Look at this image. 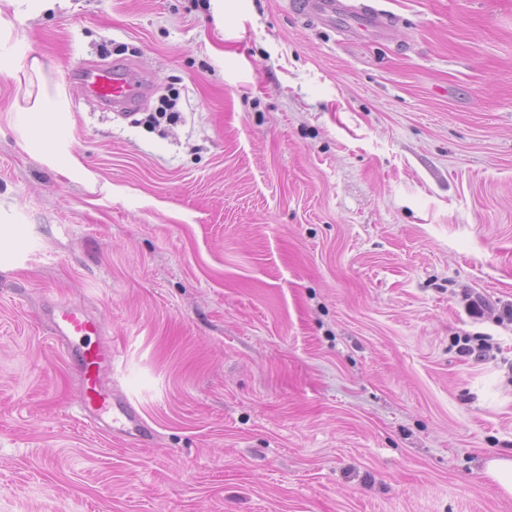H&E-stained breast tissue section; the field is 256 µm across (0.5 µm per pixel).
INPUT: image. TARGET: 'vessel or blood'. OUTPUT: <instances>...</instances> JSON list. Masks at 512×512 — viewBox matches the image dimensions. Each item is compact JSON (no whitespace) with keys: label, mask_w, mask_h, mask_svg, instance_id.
<instances>
[{"label":"vessel or blood","mask_w":512,"mask_h":512,"mask_svg":"<svg viewBox=\"0 0 512 512\" xmlns=\"http://www.w3.org/2000/svg\"><path fill=\"white\" fill-rule=\"evenodd\" d=\"M290 9L305 23L326 28L343 23L356 32L373 36L388 29L392 19L386 11L354 0H291ZM76 74L89 99L107 111L120 112L136 108L145 98L150 78L128 66L82 63ZM52 337L66 358L77 363V402L84 416L102 424L114 438L131 445L146 441L151 429L138 405L117 400L104 380L112 364V350L94 343L101 330L99 318L86 308L70 301L48 300L41 310Z\"/></svg>","instance_id":"vessel-or-blood-1"}]
</instances>
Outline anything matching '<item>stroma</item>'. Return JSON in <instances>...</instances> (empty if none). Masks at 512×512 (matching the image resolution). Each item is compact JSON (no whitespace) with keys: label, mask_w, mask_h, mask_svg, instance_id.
Returning <instances> with one entry per match:
<instances>
[{"label":"stroma","mask_w":512,"mask_h":512,"mask_svg":"<svg viewBox=\"0 0 512 512\" xmlns=\"http://www.w3.org/2000/svg\"><path fill=\"white\" fill-rule=\"evenodd\" d=\"M374 3L381 40L287 0H0V512H512V0ZM83 61L154 87L113 115ZM58 295L147 444L76 406ZM487 471L501 489L512 495V457H494L487 463Z\"/></svg>","instance_id":"1"}]
</instances>
